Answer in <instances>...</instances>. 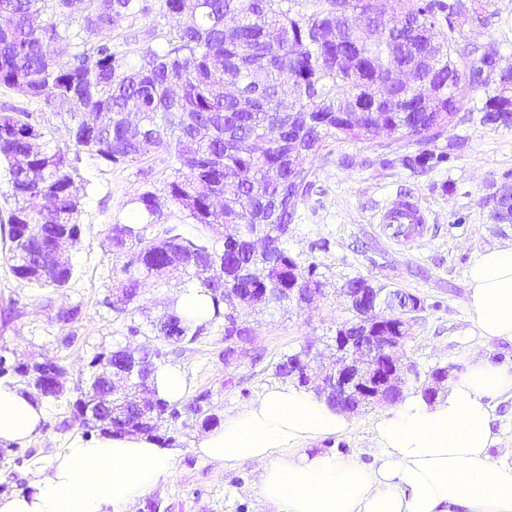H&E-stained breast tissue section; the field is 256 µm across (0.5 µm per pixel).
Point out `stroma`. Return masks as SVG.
<instances>
[{
	"label": "stroma",
	"instance_id": "1",
	"mask_svg": "<svg viewBox=\"0 0 512 512\" xmlns=\"http://www.w3.org/2000/svg\"><path fill=\"white\" fill-rule=\"evenodd\" d=\"M147 3V15L125 22L112 33L113 45L131 60L146 46L165 45L175 25L164 14L162 0ZM487 12L484 27L441 11L436 12L435 21L443 29L455 25L474 43L495 44L512 63V0H490ZM14 108L34 113L46 141L68 149L60 117L42 102L1 87L0 111ZM438 147L449 150L450 160L423 173L402 165L405 149L399 142L389 148L366 141L336 142L319 155L307 156L304 165L312 172V186L296 208L288 249L304 258L311 242L329 240V250L317 255L325 274L324 295L307 304L241 307L240 316L263 352L261 361L246 356L225 365L220 356L224 329L218 323L182 354L169 356L168 365L180 368L186 378L188 395L209 391L211 412L221 419L277 382L275 366L283 354L308 345L324 369L335 367L327 343L348 317L340 288L345 278L353 276L414 293L424 302L425 309L400 350L403 361L417 372L408 391H421L434 367L462 371L468 351L481 344L467 302V270L479 252L512 243V224L490 219L494 198L512 193V128L459 120ZM168 165L167 155L154 148L130 165L110 166L82 158L75 183L83 231L76 241L64 245L74 275L63 291L38 290L17 279L8 261L10 242L0 233V308L13 301L20 310L13 323L0 327V346L23 361L61 362L66 388L64 399L46 400L47 439L32 442V455H25L20 447L0 446V495L29 490L38 469L50 464L56 449L72 436L84 435L69 402L85 387L87 365L96 352L153 344L150 334L128 336L127 319L102 304L118 285L112 273L116 261L104 241L110 225L128 217L133 194L161 187ZM406 194L420 201L429 223L422 238L398 243L388 238L375 216ZM62 305L81 306L84 314L75 331L78 341L67 348L59 343L65 331L55 320ZM390 409V404L379 402L351 413V432L321 441L320 449L371 462V429ZM204 431L197 422L178 433L173 471L150 492L161 502L160 512H265L258 494V465L226 469L200 458L194 443Z\"/></svg>",
	"mask_w": 512,
	"mask_h": 512
}]
</instances>
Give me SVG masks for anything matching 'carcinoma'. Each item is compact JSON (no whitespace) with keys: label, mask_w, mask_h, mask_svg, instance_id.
<instances>
[{"label":"carcinoma","mask_w":512,"mask_h":512,"mask_svg":"<svg viewBox=\"0 0 512 512\" xmlns=\"http://www.w3.org/2000/svg\"><path fill=\"white\" fill-rule=\"evenodd\" d=\"M179 0H163L165 13L176 19L166 46L143 49L131 61L112 47V31L130 18L147 13L144 0H112V8L74 21L67 0H0V12L14 23L0 30V86L39 99L65 120L75 151L37 147L45 133L29 112L0 113V163L8 166L14 207L8 217L10 269L13 275L38 288L62 291L74 271L70 263L50 258L51 238L61 230L79 237V198L74 191L76 163L86 153L112 164H132L145 145L169 155L171 173L159 188L135 193L129 200L135 219L116 221L107 235L108 254L119 262L122 276L118 293L103 304L130 319L128 335L149 328L158 344L133 353L123 348L100 351L89 362L86 395L72 402L74 415L88 432L149 433L146 423L167 421L173 434L161 439L170 447L175 433L203 419L215 425L206 391L187 401L169 402L157 395L152 374L165 365L169 349L197 342L208 326L238 319L240 302L254 299L264 306L288 301V289L311 288L321 293L323 272L316 257L294 256L288 250L295 207L311 186V171L304 156L318 155L332 143L364 140L368 127L348 119L355 103L385 96L370 124L402 131L419 126L431 131L424 141L402 136L395 140L416 147L401 161L412 169L437 167L450 153L437 150L446 124L439 112H425L410 89L388 90L380 84L383 69L407 68L414 81L441 91L443 110L448 98L463 96L476 86L494 85V94L480 107L479 123L494 128L512 127V64L492 73L495 46H480L457 31L437 27L434 10L454 15L469 10L479 25L487 24L483 0H455L452 4H422L417 0H381L404 20L374 48L364 33L353 27L348 13L363 0H319L311 14L293 11L291 0H200L190 20L178 13ZM340 21V42L324 39L326 26ZM233 35L226 36L227 29ZM55 44L69 57L65 65L48 56ZM349 58L344 68L335 65L336 52ZM238 76L240 93L224 94L225 75ZM140 115L135 128L127 113ZM278 134L258 146L264 131ZM275 169L272 180L267 171ZM227 197L234 206L217 212L214 197ZM497 224L512 222V200L500 199L492 212ZM200 226L195 233L181 225ZM233 224V236L218 237ZM263 240L266 253L251 248ZM172 271L182 284L206 289L210 317L200 323L171 311L155 321L138 305L141 279ZM82 320L79 306L63 307L56 321L74 327ZM305 355L301 348L284 354L276 373L306 387L289 373L290 364ZM142 365L150 377L145 406L128 405L119 413L83 417L93 399H102L105 380L99 365ZM10 373L36 377L14 366L7 347L0 348V377Z\"/></svg>","instance_id":"cac0c4a2"}]
</instances>
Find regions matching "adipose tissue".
<instances>
[{
	"label": "adipose tissue",
	"instance_id": "ef3b65f1",
	"mask_svg": "<svg viewBox=\"0 0 512 512\" xmlns=\"http://www.w3.org/2000/svg\"><path fill=\"white\" fill-rule=\"evenodd\" d=\"M468 307L484 346L436 402L409 394L372 428L371 463L312 442L348 434L350 419L314 393L269 386L203 433L200 457L238 468L262 463L259 492L269 512H512V457L495 408L512 399V368L489 348L512 343V243L480 252L467 271ZM46 406L25 383L0 378V444L41 437ZM172 449L146 434L72 437L25 492L0 496V512H126L170 475Z\"/></svg>",
	"mask_w": 512,
	"mask_h": 512
}]
</instances>
